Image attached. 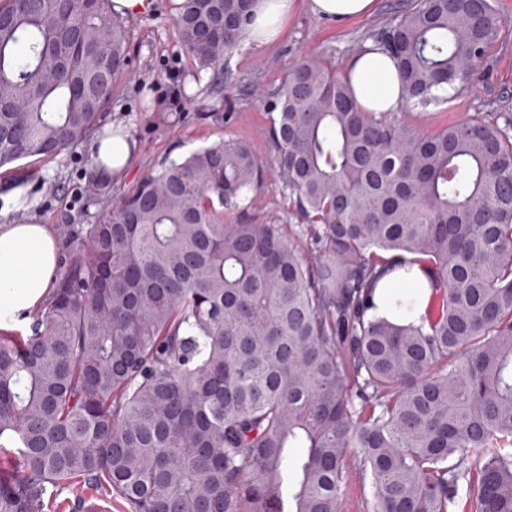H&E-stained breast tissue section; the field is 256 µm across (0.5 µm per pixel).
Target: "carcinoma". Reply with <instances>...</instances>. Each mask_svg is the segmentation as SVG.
I'll return each instance as SVG.
<instances>
[{
  "label": "carcinoma",
  "mask_w": 512,
  "mask_h": 512,
  "mask_svg": "<svg viewBox=\"0 0 512 512\" xmlns=\"http://www.w3.org/2000/svg\"><path fill=\"white\" fill-rule=\"evenodd\" d=\"M254 4L183 0L214 91ZM504 25L491 0H412L369 39L424 107L472 85ZM126 58L113 0H0V167L82 143ZM272 110L300 233L224 223L262 171L221 139L84 225L31 333L0 337V512L76 478L130 512H342L355 474L362 512H512V114L425 133L313 57ZM403 254L428 269L418 326L368 315Z\"/></svg>",
  "instance_id": "carcinoma-1"
}]
</instances>
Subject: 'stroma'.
<instances>
[{
	"instance_id": "35a3bbf8",
	"label": "stroma",
	"mask_w": 512,
	"mask_h": 512,
	"mask_svg": "<svg viewBox=\"0 0 512 512\" xmlns=\"http://www.w3.org/2000/svg\"><path fill=\"white\" fill-rule=\"evenodd\" d=\"M147 11L128 15V75L116 87L105 126L128 129L137 151L120 180L94 175L92 141L53 159H25L0 168V224H50L61 255L77 246L75 229L94 223L107 202L131 191L167 159H179L221 138L246 143L267 176L254 206L225 213L228 222L279 224L295 229L292 205L274 174L268 149L270 102L289 65L305 55L329 58L345 67L368 33L386 28L410 0H378L369 17L337 23L300 11L285 39L269 47L243 42L224 56L222 94H212V72L197 68L179 48L173 18L175 0H149ZM505 20L502 37L477 63L471 88L448 103L407 108L404 120L431 132L473 112L512 113V0H493Z\"/></svg>"
}]
</instances>
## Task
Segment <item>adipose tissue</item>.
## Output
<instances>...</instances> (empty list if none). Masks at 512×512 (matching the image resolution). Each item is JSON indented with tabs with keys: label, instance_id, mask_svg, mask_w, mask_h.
<instances>
[{
	"label": "adipose tissue",
	"instance_id": "adipose-tissue-1",
	"mask_svg": "<svg viewBox=\"0 0 512 512\" xmlns=\"http://www.w3.org/2000/svg\"><path fill=\"white\" fill-rule=\"evenodd\" d=\"M339 22L370 16L377 0H257L248 25L254 45H269L282 36L299 8ZM346 72L358 103L367 112H396L405 104L397 67L381 50L352 55ZM135 143L129 133L102 138L95 149L99 173L119 177L128 164ZM59 239L48 224L0 225V330L17 317L37 311L52 290Z\"/></svg>",
	"mask_w": 512,
	"mask_h": 512
}]
</instances>
